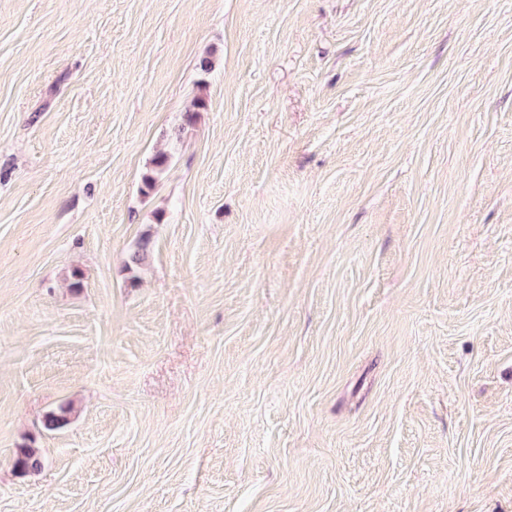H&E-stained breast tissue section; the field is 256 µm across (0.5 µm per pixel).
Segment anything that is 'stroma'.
<instances>
[{
  "label": "stroma",
  "mask_w": 512,
  "mask_h": 512,
  "mask_svg": "<svg viewBox=\"0 0 512 512\" xmlns=\"http://www.w3.org/2000/svg\"><path fill=\"white\" fill-rule=\"evenodd\" d=\"M0 512H512V0H0ZM170 156L165 153L157 154L151 160L150 168L142 177V192L147 194L153 190L157 181L169 166ZM43 459L39 448L32 446V443L25 444L18 448L16 453L15 467L22 473L34 471L41 468Z\"/></svg>",
  "instance_id": "obj_1"
}]
</instances>
